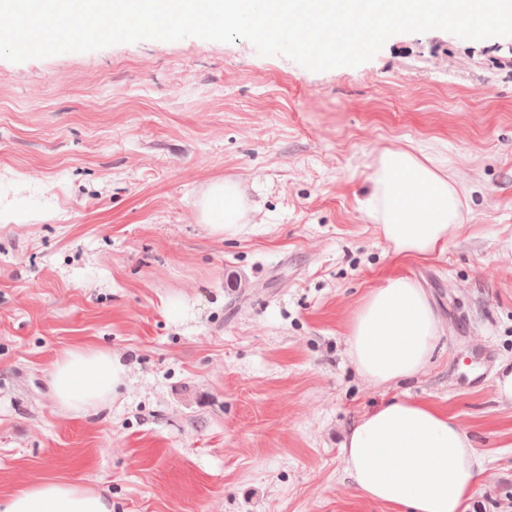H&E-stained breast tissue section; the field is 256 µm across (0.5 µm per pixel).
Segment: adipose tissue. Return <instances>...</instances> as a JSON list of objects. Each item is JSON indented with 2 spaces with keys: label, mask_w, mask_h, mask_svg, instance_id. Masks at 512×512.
<instances>
[{
  "label": "adipose tissue",
  "mask_w": 512,
  "mask_h": 512,
  "mask_svg": "<svg viewBox=\"0 0 512 512\" xmlns=\"http://www.w3.org/2000/svg\"><path fill=\"white\" fill-rule=\"evenodd\" d=\"M368 180L362 208L400 262L433 258L462 230L464 188L415 149L380 151ZM244 213L239 186L228 179L214 182L200 202L202 222L229 240L243 232ZM440 332L425 288L396 274L356 308L348 355L366 382L386 386L422 373ZM125 378L111 351L76 343L53 363L50 386L59 408L85 414L110 402ZM342 452L354 488L395 512H468L484 464L447 409L400 396L359 415ZM0 512H112V497L76 481L41 479L0 497Z\"/></svg>",
  "instance_id": "ef3b65f1"
}]
</instances>
